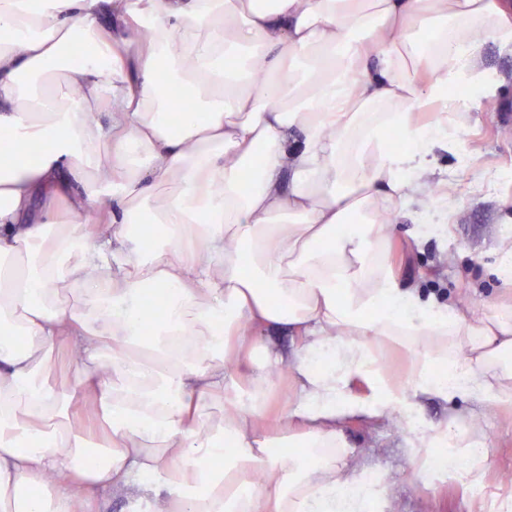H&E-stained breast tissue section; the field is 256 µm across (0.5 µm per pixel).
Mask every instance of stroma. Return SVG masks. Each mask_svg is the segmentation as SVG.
Listing matches in <instances>:
<instances>
[{"label": "stroma", "instance_id": "stroma-1", "mask_svg": "<svg viewBox=\"0 0 512 512\" xmlns=\"http://www.w3.org/2000/svg\"><path fill=\"white\" fill-rule=\"evenodd\" d=\"M478 65L499 79L498 94L464 120L465 157L437 153L439 166L458 184L450 199L456 210L451 256L443 258L433 241L415 246L408 235L412 224L406 221L392 261L401 281L422 294L493 307L512 303V285L493 272V249L506 229L501 198L512 196V55L500 53L488 39ZM479 423L488 436L491 460L483 487H464L445 472L424 484L409 463L410 426L396 413L346 426L355 447L351 466L376 478L381 512H472L477 501L512 494V418L488 409Z\"/></svg>", "mask_w": 512, "mask_h": 512}]
</instances>
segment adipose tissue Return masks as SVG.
Instances as JSON below:
<instances>
[{
	"instance_id": "obj_1",
	"label": "adipose tissue",
	"mask_w": 512,
	"mask_h": 512,
	"mask_svg": "<svg viewBox=\"0 0 512 512\" xmlns=\"http://www.w3.org/2000/svg\"><path fill=\"white\" fill-rule=\"evenodd\" d=\"M464 28L512 55L506 0H0V512H374L344 426L393 411L419 475L441 449L483 484L473 416L414 420L426 396L512 413V310L421 297L390 258L397 219L452 242L446 116L500 85ZM289 325L296 348L266 340ZM50 374L59 389L68 390L72 386L74 370L64 350L60 349L54 352L51 360Z\"/></svg>"
}]
</instances>
